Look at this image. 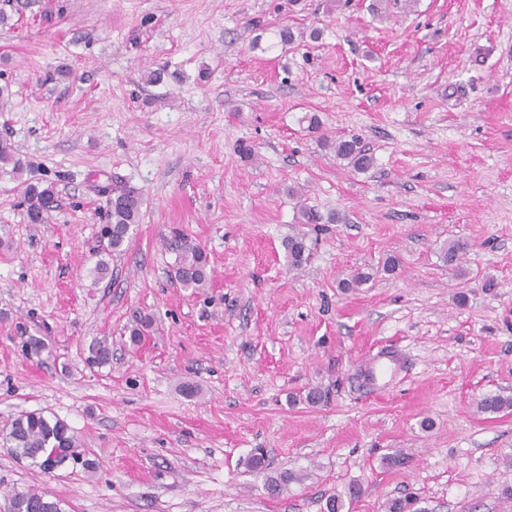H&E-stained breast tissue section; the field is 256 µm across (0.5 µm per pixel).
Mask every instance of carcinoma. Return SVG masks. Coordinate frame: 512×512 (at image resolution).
<instances>
[{
	"mask_svg": "<svg viewBox=\"0 0 512 512\" xmlns=\"http://www.w3.org/2000/svg\"><path fill=\"white\" fill-rule=\"evenodd\" d=\"M336 159L358 172H366L373 166V157L366 152L356 137L338 138L329 143ZM10 168V173L20 177L31 171L29 161L17 153L12 145L0 140V168ZM53 183L37 181L26 183L24 190L25 216L29 224H44L55 204ZM108 223L100 229L98 246L94 250L96 262L90 268L94 281L102 279L109 270V259L125 251L130 239L131 227L140 220L143 204L140 194L130 189L112 191L108 199ZM302 220L308 224H340L344 218L339 213L322 217L317 213L302 209ZM288 259V266L300 268L310 258V249L304 236L290 235L282 241ZM176 258L172 277L184 289L200 292L209 285L207 255L193 240L180 236L174 243ZM471 245L465 240H450L443 248V260L448 267L457 268L462 257ZM112 361V343L106 339L96 340L89 346L86 362L91 367L101 368ZM477 408L483 413H497L512 408V398L501 394H486L477 402ZM0 440L10 449L12 455L20 461H28L42 474H52V465L62 468L69 463L82 464L90 468L92 463L83 459L79 452V441L69 425L57 417L51 419L40 412H24L13 418L0 430ZM244 466L250 472L266 475V489L271 495L287 490L288 485L298 480V476L289 469L267 474L269 464L261 449L252 452ZM361 488L352 485L345 494H332L325 500V512H344L346 502L358 498ZM417 501L410 498H394L387 502L386 512H422L416 507ZM67 502L46 489L29 488L13 491L8 498V512H67Z\"/></svg>",
	"mask_w": 512,
	"mask_h": 512,
	"instance_id": "cac0c4a2",
	"label": "carcinoma"
}]
</instances>
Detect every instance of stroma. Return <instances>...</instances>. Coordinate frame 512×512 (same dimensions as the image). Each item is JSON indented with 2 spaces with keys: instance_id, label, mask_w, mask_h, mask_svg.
<instances>
[{
  "instance_id": "1",
  "label": "stroma",
  "mask_w": 512,
  "mask_h": 512,
  "mask_svg": "<svg viewBox=\"0 0 512 512\" xmlns=\"http://www.w3.org/2000/svg\"><path fill=\"white\" fill-rule=\"evenodd\" d=\"M372 2L40 0L45 19L0 26V138L57 199L27 223L0 171V426L58 417L93 463L48 476L0 445V512L30 487L68 512H321L353 484L350 512H512V409H477L512 396V0ZM352 135L367 172L323 144ZM106 186L143 205L96 282ZM303 205L344 221L300 223ZM176 230L208 255L202 293L171 277ZM296 232L311 258L292 270ZM451 239L471 245L458 274ZM103 338L111 365L88 367ZM389 345L406 379L364 390L358 358ZM257 448L299 482L268 494Z\"/></svg>"
}]
</instances>
